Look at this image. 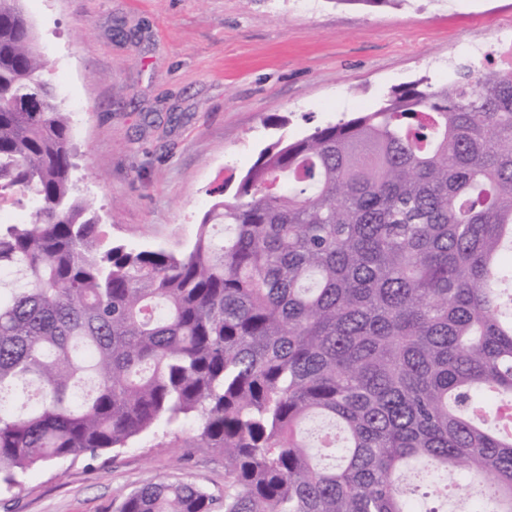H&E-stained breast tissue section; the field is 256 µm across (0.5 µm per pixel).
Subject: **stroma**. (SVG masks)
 <instances>
[{
    "instance_id": "35a3bbf8",
    "label": "stroma",
    "mask_w": 512,
    "mask_h": 512,
    "mask_svg": "<svg viewBox=\"0 0 512 512\" xmlns=\"http://www.w3.org/2000/svg\"><path fill=\"white\" fill-rule=\"evenodd\" d=\"M72 118L74 179L112 242L184 253L215 200L278 138L376 110L452 52L512 36V0H22ZM217 494L224 455L159 427L125 448L50 463L0 512H117L150 481Z\"/></svg>"
}]
</instances>
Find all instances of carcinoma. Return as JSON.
<instances>
[{
	"mask_svg": "<svg viewBox=\"0 0 512 512\" xmlns=\"http://www.w3.org/2000/svg\"><path fill=\"white\" fill-rule=\"evenodd\" d=\"M21 0H0V493L195 424L224 498L149 482L118 512H512V72L392 91L263 149L192 248L106 240ZM222 224L217 239L210 226ZM322 454L332 467L315 461Z\"/></svg>",
	"mask_w": 512,
	"mask_h": 512,
	"instance_id": "cac0c4a2",
	"label": "carcinoma"
}]
</instances>
